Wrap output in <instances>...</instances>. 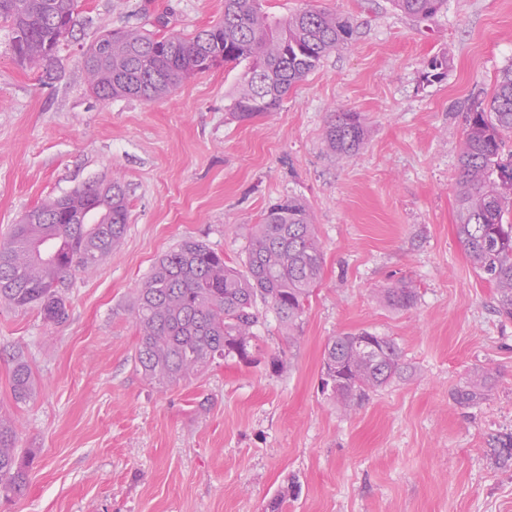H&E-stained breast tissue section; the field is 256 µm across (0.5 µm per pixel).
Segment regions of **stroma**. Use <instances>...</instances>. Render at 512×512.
<instances>
[{
  "label": "stroma",
  "instance_id": "35a3bbf8",
  "mask_svg": "<svg viewBox=\"0 0 512 512\" xmlns=\"http://www.w3.org/2000/svg\"><path fill=\"white\" fill-rule=\"evenodd\" d=\"M263 7L326 10L354 33L278 111L250 121L229 112L241 65L151 102L99 100L81 65L102 31H151L162 16L189 37L222 18L224 0H79L48 83L15 60L0 25V238L96 179L120 178L129 202L119 251L71 277L66 322L0 305V414L37 455L10 512H264L290 485L288 512H512V463L488 445L512 432V322L456 229L462 115L512 66V0H448L427 27L390 0ZM442 54L446 76L427 78ZM339 111L368 126L352 158L324 143ZM289 195L308 206L325 254L300 327L266 313L256 363L154 387L135 367L132 303L155 261L193 238L240 266L252 225ZM400 280L418 298L397 310L378 292ZM359 329L394 339L408 374L346 412L321 392L322 354ZM16 348L37 382L20 404ZM480 368L495 375L492 396L457 406L452 389Z\"/></svg>",
  "mask_w": 512,
  "mask_h": 512
}]
</instances>
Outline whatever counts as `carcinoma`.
<instances>
[{
    "instance_id": "obj_1",
    "label": "carcinoma",
    "mask_w": 512,
    "mask_h": 512,
    "mask_svg": "<svg viewBox=\"0 0 512 512\" xmlns=\"http://www.w3.org/2000/svg\"><path fill=\"white\" fill-rule=\"evenodd\" d=\"M416 23L448 9V0H392ZM78 0H0V21L20 61L54 78L58 46L75 26ZM353 35L348 20L313 8L288 19L271 17L263 0H224V19L192 37L138 28L108 30L82 53L94 72L92 93L108 101L133 97L154 101L181 83L213 69L210 61L245 64L243 84L230 107L239 120L280 109L289 91L317 69L324 57ZM512 67L503 70L490 99L465 113L459 155L457 233L471 264L495 290V311L512 320ZM365 118L338 112L324 135L329 152L358 155L367 144ZM94 223L75 224L90 205ZM35 217L13 225L0 240V302L17 310L36 309L50 324L68 317V277L88 273L117 251L129 220L127 193L117 178L82 188L33 208ZM324 251L308 207L295 197L271 204L252 225L243 268L201 241L187 238L156 261L133 303L138 331L135 365L160 388L186 381L219 360L256 362L260 309L297 328L318 287ZM387 306H413L417 291L406 282L380 290ZM10 384L16 402L30 400L36 380L27 359L12 357ZM402 351L388 336L361 330L333 336L322 355V391L346 411L368 392L402 378ZM493 377L476 370L451 393L456 405L487 399ZM493 453L512 460V433L493 440ZM35 460L18 446L15 424L0 417V497L26 494Z\"/></svg>"
}]
</instances>
